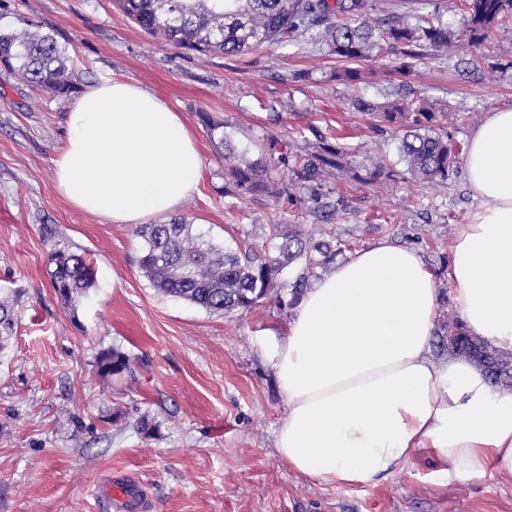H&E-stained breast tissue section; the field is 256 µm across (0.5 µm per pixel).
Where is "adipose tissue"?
<instances>
[{
	"instance_id": "1",
	"label": "adipose tissue",
	"mask_w": 512,
	"mask_h": 512,
	"mask_svg": "<svg viewBox=\"0 0 512 512\" xmlns=\"http://www.w3.org/2000/svg\"><path fill=\"white\" fill-rule=\"evenodd\" d=\"M477 205L450 248L448 283L468 331L512 353V108L490 113L462 153ZM202 159L179 112L131 79L105 78L68 107L56 191L113 224L179 212ZM434 275L414 248L354 251L300 297L269 359L287 403L275 447L296 473L371 486L428 451L441 473L512 481V394L467 360L432 353Z\"/></svg>"
}]
</instances>
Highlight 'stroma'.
I'll use <instances>...</instances> for the list:
<instances>
[{
  "label": "stroma",
  "mask_w": 512,
  "mask_h": 512,
  "mask_svg": "<svg viewBox=\"0 0 512 512\" xmlns=\"http://www.w3.org/2000/svg\"><path fill=\"white\" fill-rule=\"evenodd\" d=\"M31 20L69 50L79 92L124 77L165 100L195 133L204 161L180 212L207 240L273 251L287 199L231 193L221 136L242 149L277 141L297 153L340 151L322 187L345 211L332 224L361 248L379 240L422 252L435 274L439 320L457 318L448 288L449 246L475 207L455 165L446 183L415 181L400 135L379 133L336 78L346 63L326 43L301 39L236 56L184 54L148 35L114 0H0V24ZM494 47L424 48L410 75L390 71L389 49L358 67L363 94L395 100L414 89L450 106L465 145L493 111L512 108V28ZM69 98L0 68V293L16 296L17 330L0 352V512H113L97 491L113 473L148 487L147 512H512V482L435 475L428 452L375 486L332 487L288 468L275 449L287 406L263 344L294 316L289 292L223 316L163 295L143 275L132 224L72 208L54 189L52 161L67 135ZM223 126L210 132V123ZM393 177L373 180L376 165ZM80 248L96 282L70 307L50 281L42 225ZM113 348L129 372L102 378L98 354ZM156 423L153 435L139 417Z\"/></svg>",
  "instance_id": "stroma-1"
}]
</instances>
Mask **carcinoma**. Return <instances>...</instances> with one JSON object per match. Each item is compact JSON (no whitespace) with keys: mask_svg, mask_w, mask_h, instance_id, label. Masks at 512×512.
<instances>
[{"mask_svg":"<svg viewBox=\"0 0 512 512\" xmlns=\"http://www.w3.org/2000/svg\"><path fill=\"white\" fill-rule=\"evenodd\" d=\"M126 16L142 30L195 55L235 56L265 44H281L298 37L325 40L333 54L348 61L368 58L388 43L395 53L394 70L409 75L422 57L419 49L452 43L485 42L499 25L512 26V0H462V22L454 31L444 21L442 0H404L405 13L414 22H385L377 27L367 11L379 0H117ZM68 47L50 33L29 28H0V65L17 73L34 88L66 97L75 92L68 66ZM336 78L357 90L364 82L361 70L346 68ZM356 109L369 115L379 131L403 133L400 152L414 179L427 184L448 181L458 150L450 135L441 132L451 112H436L422 97L375 103L356 95ZM224 158L231 161L229 176L241 198L279 200L283 193L279 169L292 173L294 185L311 190L310 200L332 224L342 212L340 203L327 202L319 192L325 177L341 168L339 154L315 151L303 156L284 151L278 157L257 150V157L240 151L224 137ZM272 236L281 240L274 254L260 255L246 248H221L203 239L185 220L141 224L139 264L161 293L186 300L213 314L248 309L274 288L291 289L296 302L309 280L320 277L349 247L339 240L313 241L298 224H273ZM53 265L51 284L65 302H72L95 284L96 273L85 254L75 250L55 225L42 226ZM298 269L294 281L283 272ZM14 300L0 296V352L15 333ZM436 346L475 364L499 390L512 391V354L502 353L485 340L470 335L458 321H445L436 333ZM95 367L102 377L130 370L128 355L113 349L99 353Z\"/></svg>","mask_w":512,"mask_h":512,"instance_id":"1","label":"carcinoma"}]
</instances>
